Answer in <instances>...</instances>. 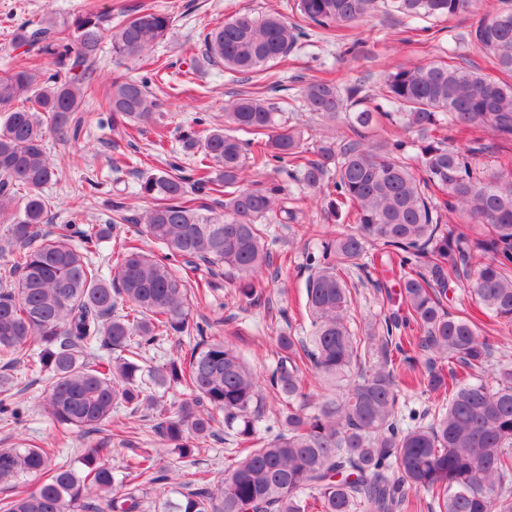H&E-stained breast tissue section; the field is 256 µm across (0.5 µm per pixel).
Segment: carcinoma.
Instances as JSON below:
<instances>
[{
    "instance_id": "carcinoma-1",
    "label": "carcinoma",
    "mask_w": 512,
    "mask_h": 512,
    "mask_svg": "<svg viewBox=\"0 0 512 512\" xmlns=\"http://www.w3.org/2000/svg\"><path fill=\"white\" fill-rule=\"evenodd\" d=\"M412 19L475 16L470 42L491 59L498 78L457 61L399 67L387 74L375 101L357 86L343 89L313 79L302 107L344 116L356 139L326 142L306 155L294 127L274 107L246 95L224 105V128L184 136L201 149L188 196L180 165L145 173L137 195L150 202L134 211L120 196L112 221L48 224L44 188L61 163L45 148L46 134L79 136L85 98L102 94L112 126L157 121L159 77L113 82L100 90L98 54L110 39L112 56L142 61L165 39L171 16L137 7L112 29L92 9L34 25L13 37L12 66L0 72V425L16 422L10 394L14 372L44 375L45 411L52 422L110 437L78 458L58 447L23 440L0 448V485L9 497L0 512H414L412 494L427 493L435 512H512V365L487 371L495 345L478 318L448 311V294L463 281L476 308L512 327V166L495 161L512 153V5L478 15V0H396ZM375 0H294L303 23L278 13L224 20L203 40L202 54L238 74L259 71L309 40L351 26ZM56 67L49 72L40 60ZM417 133L416 156L392 136L367 142L383 122ZM489 130L495 143L475 138L461 147L445 132ZM252 135L247 142L235 132ZM273 169L318 191L331 217L346 212L351 233L323 225L320 249L308 259L306 309L311 334L275 337L276 356L260 377L229 340L208 335L224 317L196 322L201 304L225 287L251 308L265 304V271L273 265L268 220L293 218L282 205L285 186L272 178L249 181L248 169ZM224 212L217 213L212 204ZM120 224H141L161 253L124 238L114 274L97 261L100 243ZM179 262L203 263L211 279L189 289ZM381 265L392 274L400 304L360 336L350 326L351 297L341 271ZM192 347L161 365L146 351L169 337ZM105 347L117 356L95 355ZM428 354L427 383L437 402L402 414L397 369ZM343 389L340 398L311 405L307 378ZM187 392L173 413L160 390ZM280 428L262 426L268 407ZM146 407L163 448H145L116 474L107 463L112 438L127 442L120 409ZM239 448L224 470L174 482L161 453L187 463L217 431ZM159 484L148 501L146 485Z\"/></svg>"
}]
</instances>
